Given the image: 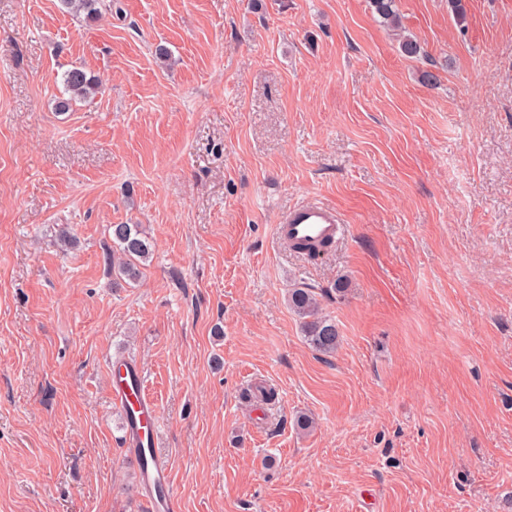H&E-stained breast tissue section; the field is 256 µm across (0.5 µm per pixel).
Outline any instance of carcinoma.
<instances>
[{
  "label": "carcinoma",
  "instance_id": "cac0c4a2",
  "mask_svg": "<svg viewBox=\"0 0 512 512\" xmlns=\"http://www.w3.org/2000/svg\"><path fill=\"white\" fill-rule=\"evenodd\" d=\"M96 2L97 0H60L62 8L69 13H94ZM370 3L381 23L396 36L401 53L406 57L420 55L421 46L417 40L404 34L396 0H370ZM63 83L69 97L57 100L56 109L60 112L69 110L72 102L84 99L98 89V81L79 68L66 71ZM111 230L112 252L108 259L114 282H135L152 255V240L140 224H113ZM327 294V290L319 291L306 283L297 284L288 290V305L301 319L306 342L315 350L326 354L335 352L339 343L336 321L320 310V298Z\"/></svg>",
  "mask_w": 512,
  "mask_h": 512
}]
</instances>
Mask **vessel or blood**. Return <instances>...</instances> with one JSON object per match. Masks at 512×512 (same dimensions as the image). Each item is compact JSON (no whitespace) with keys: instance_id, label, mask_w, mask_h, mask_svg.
I'll return each instance as SVG.
<instances>
[{"instance_id":"obj_1","label":"vessel or blood","mask_w":512,"mask_h":512,"mask_svg":"<svg viewBox=\"0 0 512 512\" xmlns=\"http://www.w3.org/2000/svg\"><path fill=\"white\" fill-rule=\"evenodd\" d=\"M285 244L320 246L345 236L335 208L311 201L291 209L275 227ZM112 400L122 411L128 443L138 461L143 498L151 512H179L180 501L171 480L169 466L157 453L158 411L147 396L143 374L129 358L115 359L110 374Z\"/></svg>"}]
</instances>
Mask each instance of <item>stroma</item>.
I'll return each mask as SVG.
<instances>
[{
	"instance_id": "stroma-1",
	"label": "stroma",
	"mask_w": 512,
	"mask_h": 512,
	"mask_svg": "<svg viewBox=\"0 0 512 512\" xmlns=\"http://www.w3.org/2000/svg\"><path fill=\"white\" fill-rule=\"evenodd\" d=\"M463 4L397 0L408 58L369 0H0V512H148L118 357L180 512H512V0ZM313 199L349 231L310 261L274 227ZM63 83L69 97H61L57 100L56 109L60 112L68 111L73 101L84 99L94 94L99 84L94 78L87 77L86 72L79 68L66 71ZM111 230L112 252L108 259L113 283L136 282L152 255V240L139 224H115ZM328 293V290L317 289L306 283L294 285L288 290V305L302 319L301 328L306 342L326 354L335 352L340 336L336 321L320 310L319 297ZM112 402L125 421L126 438L140 469L143 498L151 512H178L180 501L171 480L169 466L156 450L158 411L147 396L140 368L126 357L112 362Z\"/></svg>"
}]
</instances>
